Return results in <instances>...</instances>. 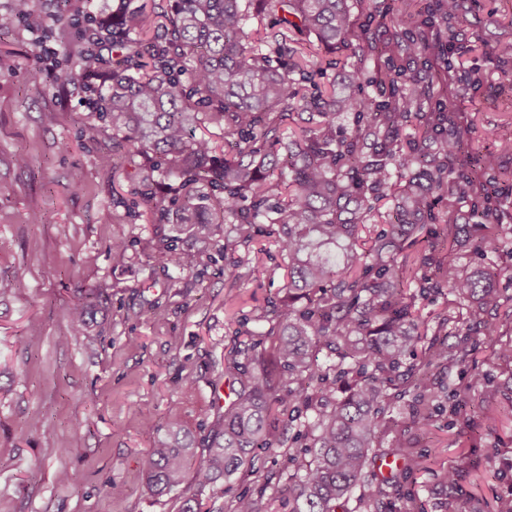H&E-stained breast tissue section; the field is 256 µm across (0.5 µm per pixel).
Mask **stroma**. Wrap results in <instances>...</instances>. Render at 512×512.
Here are the masks:
<instances>
[{
  "label": "stroma",
  "mask_w": 512,
  "mask_h": 512,
  "mask_svg": "<svg viewBox=\"0 0 512 512\" xmlns=\"http://www.w3.org/2000/svg\"><path fill=\"white\" fill-rule=\"evenodd\" d=\"M118 0H71V20L54 0H31L50 17L48 39L26 21L0 31V512H179L184 498L205 512H227L236 497L256 495L253 477L150 495L145 463L158 427L178 419L204 446L222 416L214 383L234 352L268 325L256 317L285 296L288 267L277 231L259 225L247 243L216 235L204 244L173 233L144 203L113 195L112 131L85 101L81 81L58 76L83 55L73 18L111 12ZM452 31L464 45L454 67L475 72L480 90L457 86L455 105L471 146L493 152L500 184L512 186V63L491 45L512 42V0H468ZM100 133L87 138V125ZM26 156L27 165L16 162ZM173 235L180 267L145 242ZM123 238L124 257L112 253ZM237 261L233 281L224 264ZM88 301L80 335L67 309ZM512 342V323L480 337L448 369L465 388L460 412L443 411L423 431L406 432L410 452L430 470L416 476L426 512L457 497L465 512H494L512 493V370L494 357ZM487 376L500 388L483 406L470 385ZM455 470L457 480L442 475ZM123 488L112 494L110 484Z\"/></svg>",
  "instance_id": "1"
}]
</instances>
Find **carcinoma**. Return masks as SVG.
Wrapping results in <instances>:
<instances>
[{"instance_id": "obj_1", "label": "carcinoma", "mask_w": 512, "mask_h": 512, "mask_svg": "<svg viewBox=\"0 0 512 512\" xmlns=\"http://www.w3.org/2000/svg\"><path fill=\"white\" fill-rule=\"evenodd\" d=\"M155 8L164 23L147 40L143 11L126 0L101 20H85L86 34L108 49L86 84L108 118L113 147L140 159L132 193L196 238H212L222 224L225 236L247 242L257 225L278 226L288 297L257 316L269 324L270 345L254 344L247 364H236L239 388L208 445L196 448L169 421L149 452L146 484L168 494L190 469L200 487L238 473L262 476L264 492L272 476L255 449L286 445L283 469L302 472L276 488L288 494L291 512H336L355 489L361 512H379L382 482L370 467L393 457L407 478L424 468L404 444L384 441L390 406L407 400L411 428L460 407L461 390L432 377L453 357L449 318L421 327L416 301L454 296L461 344L478 328L493 332L497 273L468 272L461 259L464 248L496 252L498 232L512 230V211L483 184L495 158L468 154V130L445 103L421 111L430 86L397 63L401 52L414 51L430 69L444 55L439 44L404 46L394 37L363 46L387 61L372 96L358 66L330 94L300 95L311 79L305 45L336 53L355 37L351 0H167ZM464 8V0H423L402 21L413 31ZM251 11L270 17L263 49L245 30ZM344 112L354 113L353 124L338 136ZM295 118L306 127L284 144L281 162L274 151L280 127ZM204 121L236 137L224 158L196 136ZM410 122L421 140L404 148L398 133ZM275 181L288 189L283 203L270 202ZM389 196L395 220L358 252L359 228L375 201ZM445 196L469 198L472 208L445 218L434 211ZM420 341L421 355L404 364L409 345ZM301 408L308 415L297 435L267 428L273 411ZM229 512H263L261 499L241 495Z\"/></svg>"}]
</instances>
